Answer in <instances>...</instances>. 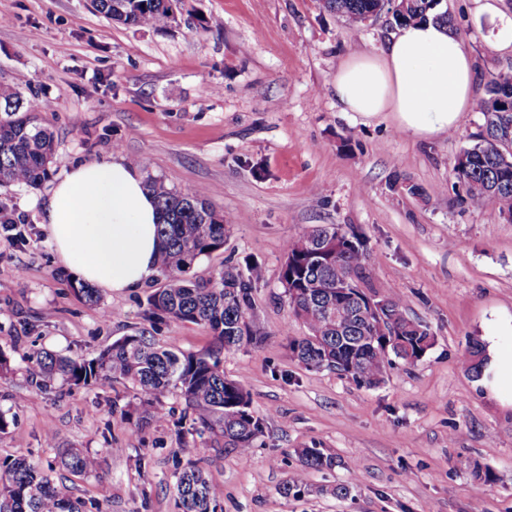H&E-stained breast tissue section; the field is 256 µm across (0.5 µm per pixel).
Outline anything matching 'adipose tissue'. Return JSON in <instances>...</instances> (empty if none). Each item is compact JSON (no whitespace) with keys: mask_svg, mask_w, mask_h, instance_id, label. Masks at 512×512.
Instances as JSON below:
<instances>
[{"mask_svg":"<svg viewBox=\"0 0 512 512\" xmlns=\"http://www.w3.org/2000/svg\"><path fill=\"white\" fill-rule=\"evenodd\" d=\"M475 64L444 24L421 20L397 28L379 53L349 55L333 91L345 112L371 119L394 113L414 136L456 129L471 105ZM42 219L60 261L87 283L117 292L141 288L157 270L163 243L156 203L140 166L116 156L71 167L54 182ZM487 336L481 381L494 396L512 391V351Z\"/></svg>","mask_w":512,"mask_h":512,"instance_id":"obj_1","label":"adipose tissue"}]
</instances>
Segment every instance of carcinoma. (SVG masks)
I'll return each mask as SVG.
<instances>
[{"label": "carcinoma", "mask_w": 512, "mask_h": 512, "mask_svg": "<svg viewBox=\"0 0 512 512\" xmlns=\"http://www.w3.org/2000/svg\"><path fill=\"white\" fill-rule=\"evenodd\" d=\"M106 17L133 27H153L176 22L178 0H93ZM440 0H404L403 9L392 14L395 24L424 19ZM323 6L358 26L389 11L385 0H323ZM512 74H499L486 84L481 103L482 129L476 143L459 154L452 175L464 196L485 207L512 215V163L497 149L512 135V107L503 100ZM40 104L24 100L9 87L0 86V187H33L45 181L55 154L52 131ZM147 190L155 197L164 241L158 259L161 287L148 298L147 320L154 325L166 319L203 325L214 345L202 352L164 349L150 331L138 327L91 359L41 351L28 361L29 375L41 381L61 379L70 386H91L123 381L140 395L135 428L168 420L163 403L175 392L192 412L193 429L224 438V447L241 453L253 448L263 433L265 419L251 407L249 392L240 380L224 377V353L242 345H256L266 336L264 325L253 315V289L262 278L258 265L247 272L225 267L208 279L191 275L203 258L224 247L229 219L209 202L204 189L189 194L166 179L147 176ZM337 227L316 224L288 241L280 282L295 319L308 331L292 339V350L309 369L347 366L349 377L368 386L380 382L391 357L413 365L434 345L428 326L405 315L404 298L397 291L387 296L384 329L362 317L364 295L336 296V281H363L367 253L356 235ZM480 343L470 344L464 362L476 377L483 362ZM202 448H182L186 462L176 461L174 492L181 512H217V500L192 459ZM303 469H330L334 458L319 448H302ZM56 465L73 475H88L98 459L79 448H67ZM0 512H89L87 503L62 492L46 473L22 456L0 460Z\"/></svg>", "instance_id": "1"}]
</instances>
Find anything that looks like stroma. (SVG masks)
Returning a JSON list of instances; mask_svg holds the SVG:
<instances>
[{
    "label": "stroma",
    "instance_id": "stroma-1",
    "mask_svg": "<svg viewBox=\"0 0 512 512\" xmlns=\"http://www.w3.org/2000/svg\"><path fill=\"white\" fill-rule=\"evenodd\" d=\"M483 0H442L477 65V102L457 129L427 138L396 128L392 114L364 120L341 111L332 85L352 53L378 51L388 15L353 26L320 0H182L175 24L138 29L113 22L91 0H0V84L24 99L53 101V175L114 151L143 157L147 172L187 193L204 188L232 225L198 275L228 263H259L254 314L262 343L224 356L266 418L249 453L207 437L196 464L218 512H512V402L490 394L463 363L471 341L512 317V217L457 203L453 160L475 142L478 102L490 76L512 73V53L477 23ZM420 187L393 190L394 175ZM49 183L0 188L23 223L0 228V458L22 455L92 512H178L173 460L190 442L183 402L167 395L163 425L134 431L128 385L31 383L25 358L38 351L94 358L145 325L149 280L128 293L100 290L87 304L70 290L39 203ZM315 224L360 234L369 292L399 291L409 317L435 343L417 364L393 360L374 387L333 370L306 369L292 338L306 329L289 312L279 280L289 239ZM173 351L213 343L202 325L168 321L153 331ZM59 435L48 446L47 430ZM97 457L73 476L49 465L62 449ZM300 448L336 464L303 470ZM495 481L483 485L475 467ZM303 473L300 493L282 488ZM345 484L347 496L330 495Z\"/></svg>",
    "mask_w": 512,
    "mask_h": 512
}]
</instances>
